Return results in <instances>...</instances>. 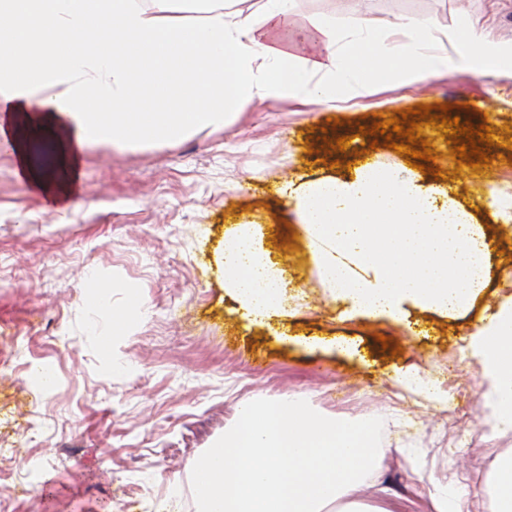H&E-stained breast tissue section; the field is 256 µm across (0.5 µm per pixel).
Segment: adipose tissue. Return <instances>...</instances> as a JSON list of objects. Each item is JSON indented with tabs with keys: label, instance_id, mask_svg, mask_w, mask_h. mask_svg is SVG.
I'll use <instances>...</instances> for the list:
<instances>
[{
	"label": "adipose tissue",
	"instance_id": "ef3b65f1",
	"mask_svg": "<svg viewBox=\"0 0 512 512\" xmlns=\"http://www.w3.org/2000/svg\"><path fill=\"white\" fill-rule=\"evenodd\" d=\"M291 0H210L188 24L170 0H0V110L23 114L38 134L50 114L76 129L58 143L68 175L85 143L176 141L221 127L247 103L293 100L327 108L370 85L410 87L512 61V42L459 36L426 19L401 21L406 43L379 37L372 19L315 25L321 58L281 48L257 24ZM312 261L349 311L396 318L405 304L441 313L469 305L490 270L489 246L471 213L398 168L361 165L353 177L291 189ZM224 274L247 312L282 308L278 268L249 230L224 244ZM468 349L487 383L491 437L512 436V297L492 310ZM377 449L368 430L314 415L297 402L244 403L235 427L198 461L199 512H391L359 495Z\"/></svg>",
	"mask_w": 512,
	"mask_h": 512
}]
</instances>
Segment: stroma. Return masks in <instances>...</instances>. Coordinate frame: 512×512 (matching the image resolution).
Wrapping results in <instances>:
<instances>
[{
	"label": "stroma",
	"mask_w": 512,
	"mask_h": 512,
	"mask_svg": "<svg viewBox=\"0 0 512 512\" xmlns=\"http://www.w3.org/2000/svg\"><path fill=\"white\" fill-rule=\"evenodd\" d=\"M371 15L396 38L402 19L441 29H483L512 40V0H292L269 22L288 51L316 57L313 24L343 5ZM491 126L490 164L458 167L442 127L425 124L448 189L484 225L491 273L453 316L408 308L404 322L350 317L329 301L281 190L371 159L406 168L375 144L374 123L418 106ZM349 137L345 150L337 138ZM512 193V67L477 64L404 89L370 86L335 108L284 100L245 105L226 126L176 142L86 145L61 186L22 176L0 146V512H198V459L223 439L242 401L283 395L317 415L384 424L379 463L364 494L394 512H434L447 491L469 512H490L494 458L512 438L487 435L479 365L465 340L512 292V230L476 203L489 187ZM249 225L282 269L293 316L255 322L224 286V242ZM97 272L107 308L89 309L83 288ZM123 312L133 328L115 337L120 368L98 345ZM388 344H381V337ZM57 377L36 387L27 359ZM426 375L435 392L405 387L398 372Z\"/></svg>",
	"instance_id": "stroma-1"
}]
</instances>
